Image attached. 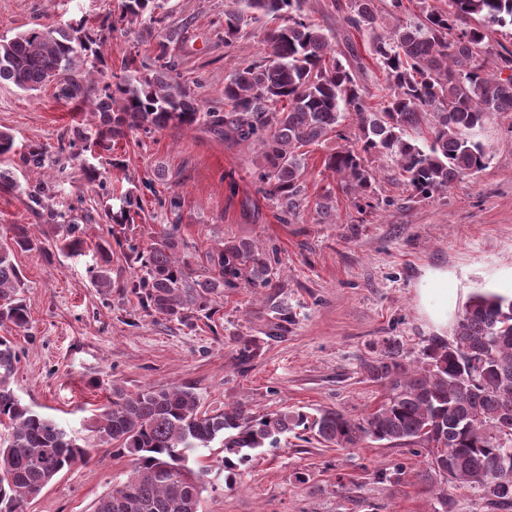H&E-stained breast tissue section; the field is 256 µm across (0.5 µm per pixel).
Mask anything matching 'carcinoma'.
I'll return each mask as SVG.
<instances>
[{
  "label": "carcinoma",
  "mask_w": 512,
  "mask_h": 512,
  "mask_svg": "<svg viewBox=\"0 0 512 512\" xmlns=\"http://www.w3.org/2000/svg\"><path fill=\"white\" fill-rule=\"evenodd\" d=\"M306 0H230L224 11V45L258 29L259 59L233 67L224 82V111L204 108L195 89L180 80L170 54L176 31L164 25L161 0H117L118 13L100 26L86 23L33 27L0 38V82L23 91L56 79L55 96L83 109L98 122L70 131L68 149L77 159L88 144L104 157L128 131L146 135L170 127H204L232 144L259 153L258 191L277 209L283 224L296 220L306 195L309 149L355 123L356 145L326 154L324 170L336 176L361 214L375 211V175L368 157L393 161L413 193L429 198L483 170L490 153L480 139L485 124L512 113V48L491 34L512 37V0H448V7L415 0L414 18L388 27L375 0H348L344 22L365 37V51L386 76L378 103L359 80L363 63L354 45L336 49V37L305 13ZM146 23L156 32L151 62L132 58L121 74L108 76L93 45L117 25ZM429 127L420 140L410 131ZM29 171L50 162L47 148L31 144L19 156ZM58 186L22 185L0 170V190L14 192L26 209L54 226L58 251L80 253L78 220L49 204ZM175 216L151 243L127 244L139 264L127 283L144 309L167 321L185 323L210 315L224 288L273 287L276 252L247 240L209 251L199 274L185 254L181 197L159 200ZM138 198L126 194L119 207L104 204L107 232L134 222ZM44 250L24 224L12 225L10 243L0 246V325L24 329L28 308L19 297L23 276L13 262L17 250ZM112 244L100 246L91 267L94 285L112 288ZM18 361L12 341L0 336V512H25L66 468L83 461L80 446L53 420L22 403L12 387ZM368 377L388 396L373 411L352 418L334 409L316 417L286 407L258 415L235 405L202 410L190 385L148 387L130 394L118 386L90 425L91 440L130 458L131 469L101 496L93 512H200L209 466L189 461L188 452L220 443L225 482L256 451L275 447L288 433L311 431L323 444L354 448L367 439L422 443L430 466L450 488L438 489L439 512H453V492L474 489L492 512L512 508V297L491 292L470 296L458 315L452 340L432 341L420 360L405 364L392 347L366 366ZM509 423L511 432L502 431Z\"/></svg>",
  "instance_id": "1"
}]
</instances>
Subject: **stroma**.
Here are the masks:
<instances>
[{
	"mask_svg": "<svg viewBox=\"0 0 512 512\" xmlns=\"http://www.w3.org/2000/svg\"><path fill=\"white\" fill-rule=\"evenodd\" d=\"M227 0H167L166 25L179 29L171 46L186 83L200 82L206 107L224 108V79L236 64L262 52L257 37L224 43ZM116 0H0V36L39 25L111 13ZM155 39L133 26L106 35L97 51L106 70L120 73L126 58L152 57ZM89 110L75 111L53 87L24 93L0 83V130L16 148L40 143L57 151L75 124H89ZM482 138L492 159L475 176L429 198L415 196L398 170L377 159L376 193L382 204L360 217L344 194L321 219L315 202L335 187L321 169L339 140L314 148L306 172L307 198L299 217L280 223L253 177L256 155L205 130L170 128L127 133L111 159H96L100 178L114 196L138 190L142 209L124 234L149 241L166 215L153 193L172 190L182 199V234L203 265L219 243L246 239L276 250L274 287L259 293L225 289L209 317L180 324L143 309L126 284L137 272L122 248L112 250V287L95 288L90 266L102 242L97 197L79 165L46 166L44 178L61 188L60 201H80L85 253L47 257L18 251L29 309L26 329L1 328L18 354L12 387L24 404L56 421L84 442L87 427L107 404L113 385L129 393L147 387L189 384L205 409L220 412L244 404L264 414L281 407L317 415L336 409L358 418L377 408L386 390L369 381L365 365L388 347L405 361L419 360L433 340H451L454 321L478 290L512 296V122L501 117ZM287 305L288 329L272 335L277 306ZM446 311L447 323L434 319ZM253 343L240 362L237 350ZM210 465L202 512H436L431 484L415 478L427 468L428 451L413 444L368 440L357 448L327 447L313 434L264 448L226 484L220 448L199 452ZM130 461L109 446L59 474L26 512H92L95 501L124 479ZM409 477L389 481L397 466Z\"/></svg>",
	"mask_w": 512,
	"mask_h": 512,
	"instance_id": "obj_1",
	"label": "stroma"
}]
</instances>
